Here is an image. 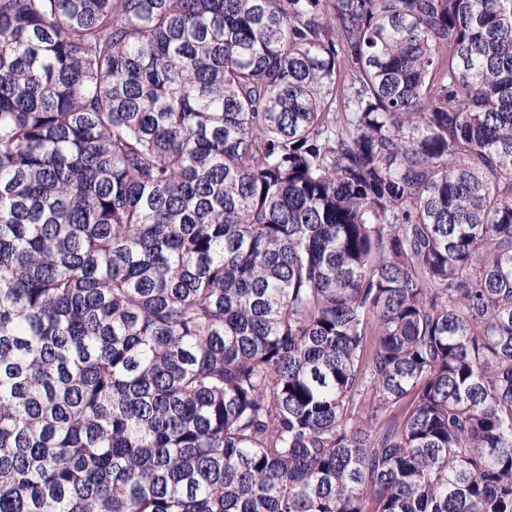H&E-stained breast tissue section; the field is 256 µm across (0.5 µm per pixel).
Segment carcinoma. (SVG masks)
Masks as SVG:
<instances>
[{
    "mask_svg": "<svg viewBox=\"0 0 512 512\" xmlns=\"http://www.w3.org/2000/svg\"><path fill=\"white\" fill-rule=\"evenodd\" d=\"M0 512H512V0H0Z\"/></svg>",
    "mask_w": 512,
    "mask_h": 512,
    "instance_id": "1",
    "label": "carcinoma"
}]
</instances>
